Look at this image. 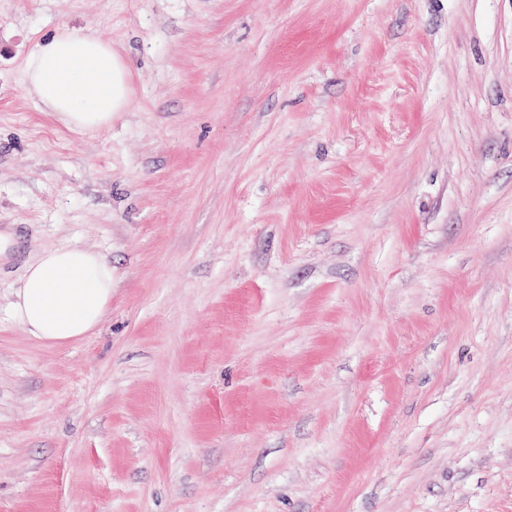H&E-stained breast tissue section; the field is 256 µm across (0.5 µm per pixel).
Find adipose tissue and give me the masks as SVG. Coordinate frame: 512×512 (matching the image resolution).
I'll return each mask as SVG.
<instances>
[{
  "instance_id": "obj_1",
  "label": "adipose tissue",
  "mask_w": 512,
  "mask_h": 512,
  "mask_svg": "<svg viewBox=\"0 0 512 512\" xmlns=\"http://www.w3.org/2000/svg\"><path fill=\"white\" fill-rule=\"evenodd\" d=\"M25 70L27 93L70 131L100 132L129 107L127 61L91 28L40 38ZM111 302L110 261L71 246L46 251L27 267L10 312L31 336L62 345L94 333Z\"/></svg>"
}]
</instances>
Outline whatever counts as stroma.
Here are the masks:
<instances>
[{
    "mask_svg": "<svg viewBox=\"0 0 512 512\" xmlns=\"http://www.w3.org/2000/svg\"><path fill=\"white\" fill-rule=\"evenodd\" d=\"M128 60L111 127L37 41ZM0 512H512V0H0ZM112 263L96 332L12 319ZM25 70L27 93L70 131L100 132L129 107L127 61L89 27H64L40 38ZM11 304L31 336L62 345L94 333L112 302V264L71 246L49 250L29 265Z\"/></svg>",
    "mask_w": 512,
    "mask_h": 512,
    "instance_id": "stroma-1",
    "label": "stroma"
}]
</instances>
